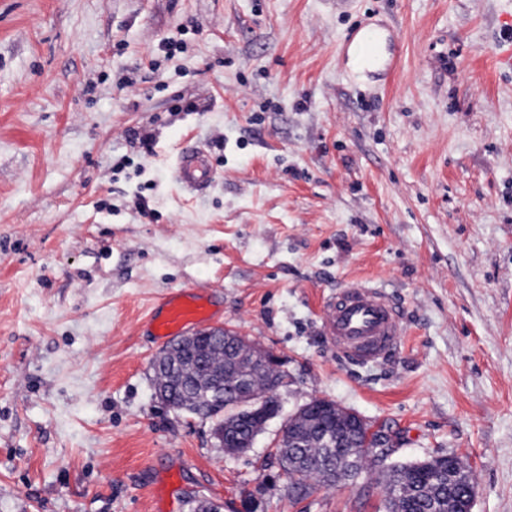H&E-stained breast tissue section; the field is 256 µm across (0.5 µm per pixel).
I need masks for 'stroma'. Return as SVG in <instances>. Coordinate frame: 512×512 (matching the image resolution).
Returning a JSON list of instances; mask_svg holds the SVG:
<instances>
[{
    "mask_svg": "<svg viewBox=\"0 0 512 512\" xmlns=\"http://www.w3.org/2000/svg\"><path fill=\"white\" fill-rule=\"evenodd\" d=\"M366 20L390 76L345 49ZM510 52L512 0H0V512H386L382 466L283 474V417L315 398L512 512ZM353 278L403 307L390 362L345 366L322 332ZM198 285L285 374L242 454L154 397L143 317ZM175 176L185 189L199 192L214 182L216 172L207 153L191 148L179 154Z\"/></svg>",
    "mask_w": 512,
    "mask_h": 512,
    "instance_id": "stroma-1",
    "label": "stroma"
}]
</instances>
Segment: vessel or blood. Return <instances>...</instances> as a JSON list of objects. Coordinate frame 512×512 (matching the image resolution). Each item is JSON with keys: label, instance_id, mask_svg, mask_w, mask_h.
I'll return each instance as SVG.
<instances>
[{"label": "vessel or blood", "instance_id": "b4317fda", "mask_svg": "<svg viewBox=\"0 0 512 512\" xmlns=\"http://www.w3.org/2000/svg\"><path fill=\"white\" fill-rule=\"evenodd\" d=\"M383 31L374 24L359 25L351 42L357 51V66L371 73L378 65L376 50ZM175 176L187 190L202 191L215 180L216 172L207 153L183 150L176 162ZM164 314H149L159 338L191 334L204 321L206 309L199 297L179 292L164 295ZM402 306L381 283L351 279L336 288L326 299L322 321L326 335L346 365L363 367L381 364L394 357L402 345Z\"/></svg>", "mask_w": 512, "mask_h": 512}]
</instances>
